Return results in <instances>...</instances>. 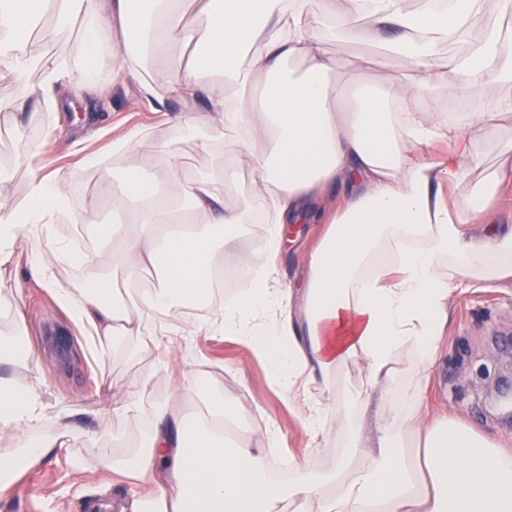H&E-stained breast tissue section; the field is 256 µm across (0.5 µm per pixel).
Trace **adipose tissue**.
Listing matches in <instances>:
<instances>
[{
    "label": "adipose tissue",
    "mask_w": 512,
    "mask_h": 512,
    "mask_svg": "<svg viewBox=\"0 0 512 512\" xmlns=\"http://www.w3.org/2000/svg\"><path fill=\"white\" fill-rule=\"evenodd\" d=\"M308 0H0V84L31 70L41 79L31 98L65 105L77 88L112 95L135 84L143 99L181 101L176 119L197 131L210 157L186 170L171 140L129 131L113 142L117 158L135 156L133 178L101 180L94 198L74 208L71 175L31 169L27 197L0 198V263L21 238L31 242L30 270L79 322L98 359L121 340L167 329L170 313L211 298L212 272L235 255L242 226L268 224L263 248L246 257L250 288L185 333L238 336L266 362L280 393L295 404L300 426L321 452H335L326 472L295 459L294 480L268 479L269 460L246 442L228 443L233 416L223 395L205 414L185 412V394L156 400L137 438L126 432L153 384L145 367L112 407V456L97 466L135 479L140 491L125 512H512V450L468 422L446 416L380 412L373 432L343 411L338 431L328 405L308 396L340 367L363 361L372 396L387 395L405 352L421 381L448 334L449 302L462 288L512 284V224L497 216L498 195L512 184V150L482 172L494 133L512 130V37L501 21L512 0H329L318 14ZM79 23L82 61L29 49L44 19ZM178 33L189 56L168 44ZM373 40L374 66H360L350 98L330 79L340 63L328 42ZM465 44L440 60L441 43ZM401 71L381 78L393 57ZM112 83H97L104 60ZM465 102L466 111L443 105ZM447 145L441 155L434 145ZM257 179L249 194L236 184L240 166ZM111 197L119 222L102 226L108 243L86 255L83 285L64 287L70 244L59 221L94 224ZM324 222L306 253L300 290L276 284L275 261L290 224ZM119 270L131 297L108 288ZM157 285L145 288L146 273ZM16 333L0 336V491L15 472L63 447L77 414L50 410L34 382L14 367Z\"/></svg>",
    "instance_id": "ef3b65f1"
}]
</instances>
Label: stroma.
<instances>
[{
    "mask_svg": "<svg viewBox=\"0 0 512 512\" xmlns=\"http://www.w3.org/2000/svg\"><path fill=\"white\" fill-rule=\"evenodd\" d=\"M327 51L342 67L332 84L345 87L357 78L354 65L373 55L371 44L339 40ZM17 101L15 112H0V196L12 201L25 197L27 168L79 171L69 192L75 207L93 195L103 175L112 171V141L131 128L169 137L186 168L201 170L208 157L199 152L195 132L167 123L183 111L177 100L156 112L145 105L136 86H128L100 107L94 119L84 110L56 111L34 103L24 86H0V97ZM31 156V165L20 164ZM324 230L320 224L300 225L295 242L278 261V277L301 281L302 253L312 249ZM0 292L15 296L24 317L20 340L32 355L31 368L41 382L45 403L79 410V426L67 447L34 462L19 473L13 485L0 493V512H90V503L111 497L124 502L136 491L134 484L113 480L111 472L95 469L93 460L113 452L112 439L104 431L112 419V403L134 384L141 368L151 364L159 377L152 390L161 397L180 391L188 378H196L199 393L188 401L189 410H201L208 394L220 392L229 406L240 407L239 437L247 438L260 419L277 423L280 439L275 450L279 466L302 458L311 468L325 471L331 456L315 452L314 441L302 430L296 410L270 379L265 362L239 338L208 333L185 337L172 332L162 342L151 336L130 340L129 347L101 362L86 347L83 328L29 271V256L17 247L12 261L0 266ZM448 335L425 387H417L418 363L405 358L382 403L365 400L367 373L349 364L336 379L335 403L351 413L374 415L377 410L432 415H457L490 439L512 448V425L491 412L488 396L501 368L512 362V349L496 344V337L512 340V286L472 288L456 294L450 303Z\"/></svg>",
    "mask_w": 512,
    "mask_h": 512,
    "instance_id": "1",
    "label": "stroma"
}]
</instances>
